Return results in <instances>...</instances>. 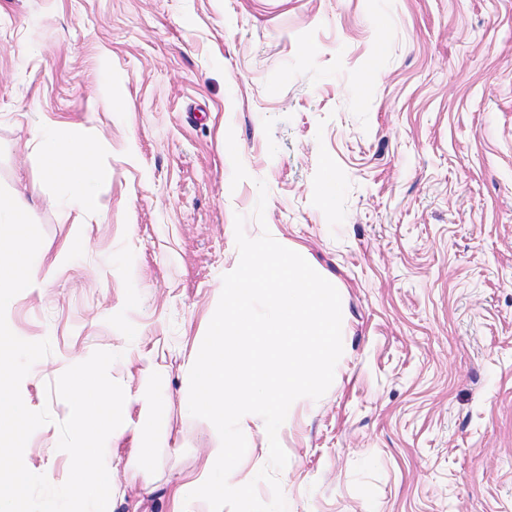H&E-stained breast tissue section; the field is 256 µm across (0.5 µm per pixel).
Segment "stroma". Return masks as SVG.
I'll list each match as a JSON object with an SVG mask.
<instances>
[{"label": "stroma", "instance_id": "obj_1", "mask_svg": "<svg viewBox=\"0 0 512 512\" xmlns=\"http://www.w3.org/2000/svg\"><path fill=\"white\" fill-rule=\"evenodd\" d=\"M37 126L111 168L91 209L43 178ZM0 185L58 259L7 319L51 344L30 471L68 478L65 367L116 353L133 397L147 354L168 420L148 439L124 406L112 512H170L213 440L190 361L241 214L341 298L334 380L278 434L288 512H512V0H0Z\"/></svg>", "mask_w": 512, "mask_h": 512}]
</instances>
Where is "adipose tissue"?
Listing matches in <instances>:
<instances>
[{
	"instance_id": "1",
	"label": "adipose tissue",
	"mask_w": 512,
	"mask_h": 512,
	"mask_svg": "<svg viewBox=\"0 0 512 512\" xmlns=\"http://www.w3.org/2000/svg\"><path fill=\"white\" fill-rule=\"evenodd\" d=\"M38 136L44 175L64 176L71 190L69 208H87L90 204L89 188L92 183L106 177V170L100 169L92 162L87 145L70 139L56 138L44 130L39 131Z\"/></svg>"
}]
</instances>
